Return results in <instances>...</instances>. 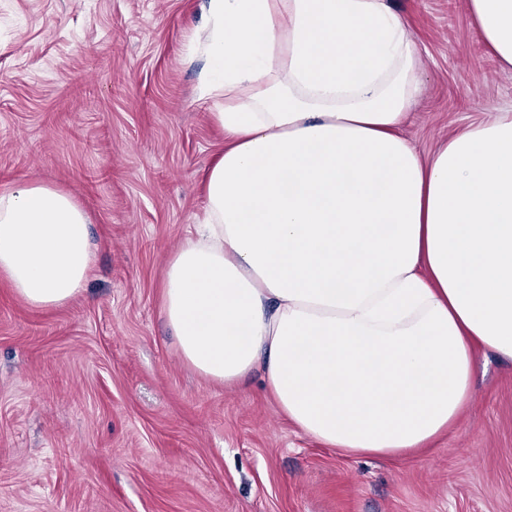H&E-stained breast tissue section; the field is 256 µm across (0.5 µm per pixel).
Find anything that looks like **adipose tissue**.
<instances>
[{
	"mask_svg": "<svg viewBox=\"0 0 512 512\" xmlns=\"http://www.w3.org/2000/svg\"><path fill=\"white\" fill-rule=\"evenodd\" d=\"M468 7L512 69V0ZM195 49L225 144L166 260L182 360L227 386L261 369L327 447L432 448L473 398L478 353L512 360V114L422 157L401 133L421 58L389 0H207ZM92 259L68 192L0 190V278L25 303L75 299Z\"/></svg>",
	"mask_w": 512,
	"mask_h": 512,
	"instance_id": "1",
	"label": "adipose tissue"
}]
</instances>
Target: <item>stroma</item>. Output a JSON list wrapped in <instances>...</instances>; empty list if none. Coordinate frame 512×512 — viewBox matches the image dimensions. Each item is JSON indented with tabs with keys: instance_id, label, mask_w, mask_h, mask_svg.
<instances>
[{
	"instance_id": "stroma-1",
	"label": "stroma",
	"mask_w": 512,
	"mask_h": 512,
	"mask_svg": "<svg viewBox=\"0 0 512 512\" xmlns=\"http://www.w3.org/2000/svg\"><path fill=\"white\" fill-rule=\"evenodd\" d=\"M421 54L405 136L512 113V70L465 0H390ZM205 0H0V187L66 190L91 219L84 292L34 309L0 282V512H512V361L434 450L349 455L264 394L183 363L160 309L165 260L224 147L198 97Z\"/></svg>"
}]
</instances>
